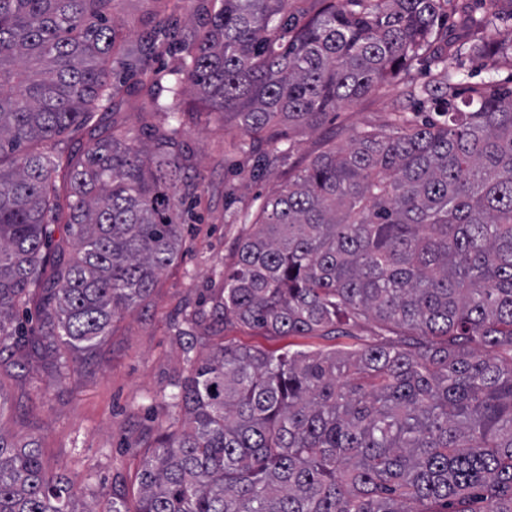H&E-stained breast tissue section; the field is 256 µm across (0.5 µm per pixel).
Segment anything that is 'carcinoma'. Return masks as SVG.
Segmentation results:
<instances>
[{"instance_id": "carcinoma-1", "label": "carcinoma", "mask_w": 512, "mask_h": 512, "mask_svg": "<svg viewBox=\"0 0 512 512\" xmlns=\"http://www.w3.org/2000/svg\"><path fill=\"white\" fill-rule=\"evenodd\" d=\"M118 0H0V355L26 336L91 353L178 260L183 196L198 189L182 146L198 116L263 136L281 119L319 125L388 82L445 120L405 111L311 159L256 213L224 270L213 316L271 336L375 341L275 355L215 347L176 384L185 428L142 465L136 512H512V90L457 106L461 49L449 0H201L198 22L159 20L138 43ZM482 0L470 50L512 66ZM155 71L141 100L168 122L145 152L111 124L65 155L50 146L121 97L115 71ZM429 60L419 84L409 68ZM194 99L186 101L185 93ZM61 185H56V182ZM72 241L37 325L14 324L49 238ZM37 444L0 429V512H80Z\"/></svg>"}]
</instances>
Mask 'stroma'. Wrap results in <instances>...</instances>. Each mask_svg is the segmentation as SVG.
<instances>
[{
  "instance_id": "35a3bbf8",
  "label": "stroma",
  "mask_w": 512,
  "mask_h": 512,
  "mask_svg": "<svg viewBox=\"0 0 512 512\" xmlns=\"http://www.w3.org/2000/svg\"><path fill=\"white\" fill-rule=\"evenodd\" d=\"M155 0H117L113 19L126 34H140ZM462 96L472 87L512 86V67L490 69L485 61L460 57ZM403 101L383 84L356 104L329 113L319 127L281 125L280 143L288 158L271 173L255 175L260 155L274 143L256 142L253 150L224 145V122L185 126L183 141L200 177L194 214L184 233L182 257L159 276L146 304L112 321L108 336L90 354L66 351L69 369L59 374L36 355L0 356V427L16 440H37L47 470L74 483L81 500L103 512L113 495L136 508L143 459L160 434L180 427L184 415L170 404L174 384L190 364L178 327L210 310L224 289V266L239 238L248 233L230 215L257 211L296 177L309 160L363 130H386ZM190 326V325H189ZM193 328V327H192ZM371 320L359 321L346 336H268L228 320L193 328L197 355L224 343L268 352L354 349L374 336Z\"/></svg>"
}]
</instances>
